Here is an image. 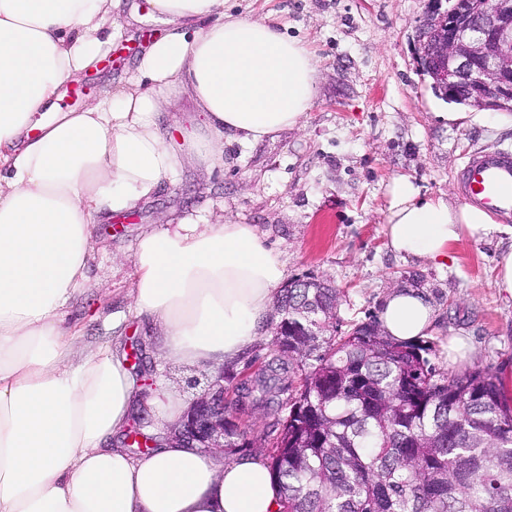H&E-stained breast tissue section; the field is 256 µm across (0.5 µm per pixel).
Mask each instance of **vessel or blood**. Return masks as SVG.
Masks as SVG:
<instances>
[{
    "mask_svg": "<svg viewBox=\"0 0 512 512\" xmlns=\"http://www.w3.org/2000/svg\"><path fill=\"white\" fill-rule=\"evenodd\" d=\"M464 204L512 219V150L483 148L469 154L457 174Z\"/></svg>",
    "mask_w": 512,
    "mask_h": 512,
    "instance_id": "vessel-or-blood-1",
    "label": "vessel or blood"
}]
</instances>
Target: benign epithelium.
Returning <instances> with one entry per match:
<instances>
[{
	"label": "benign epithelium",
	"instance_id": "obj_1",
	"mask_svg": "<svg viewBox=\"0 0 512 512\" xmlns=\"http://www.w3.org/2000/svg\"><path fill=\"white\" fill-rule=\"evenodd\" d=\"M417 54L434 93L476 111L512 112V0H431L418 26ZM274 324L279 356L296 358ZM173 437L192 448L224 452V373L194 399Z\"/></svg>",
	"mask_w": 512,
	"mask_h": 512
}]
</instances>
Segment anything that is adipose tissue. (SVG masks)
Here are the masks:
<instances>
[{
	"mask_svg": "<svg viewBox=\"0 0 512 512\" xmlns=\"http://www.w3.org/2000/svg\"><path fill=\"white\" fill-rule=\"evenodd\" d=\"M119 0H0V512H276L265 456L227 461L167 441L137 458L110 447L134 383L113 353L77 356L63 310L81 288L96 218L134 210L187 163L224 162L241 145L300 126L317 95L313 55L274 23L228 13L224 0H152L168 26L126 86L77 111L63 85L110 40ZM203 116L183 144L158 115L171 94ZM393 252L444 261L463 237L502 225L473 206L389 188ZM132 305L177 363H234L268 320L284 273L252 224L186 216L144 232ZM385 334L435 330L425 296L388 293Z\"/></svg>",
	"mask_w": 512,
	"mask_h": 512,
	"instance_id": "1",
	"label": "adipose tissue"
}]
</instances>
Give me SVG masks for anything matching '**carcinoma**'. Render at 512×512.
<instances>
[{
	"instance_id": "obj_1",
	"label": "carcinoma",
	"mask_w": 512,
	"mask_h": 512,
	"mask_svg": "<svg viewBox=\"0 0 512 512\" xmlns=\"http://www.w3.org/2000/svg\"><path fill=\"white\" fill-rule=\"evenodd\" d=\"M337 288L281 295L302 332L249 390L273 413L267 452L278 512H512V402L487 368L442 371L431 342L400 343L377 319L337 330Z\"/></svg>"
}]
</instances>
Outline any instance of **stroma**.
<instances>
[{
    "label": "stroma",
    "mask_w": 512,
    "mask_h": 512,
    "mask_svg": "<svg viewBox=\"0 0 512 512\" xmlns=\"http://www.w3.org/2000/svg\"><path fill=\"white\" fill-rule=\"evenodd\" d=\"M427 7L428 0H226L229 13L273 21L308 47L318 94L300 127L247 147L225 141L223 167L186 168L150 201L95 224L96 251L68 319L82 330L85 354L102 348L126 360L135 383L128 431L168 437L172 424L153 397L165 393L190 405L218 372L167 361L158 329L131 303L140 235L186 213L256 225L278 252L285 280H331L343 292L342 333L377 315L393 288L421 291L435 313L431 361L444 371L491 369L512 399V300L495 286V257L512 247V234L462 239L438 264L397 255L384 232L393 178L408 177L423 195L457 205L466 157L512 148V119L500 115L491 124L472 112L458 119V104L433 93L415 53ZM115 23L116 40L73 80L81 94L62 100L63 109L122 86L167 31L151 0H121ZM158 121L178 144L201 117L187 96L172 95ZM455 336L467 339L472 358L449 360Z\"/></svg>",
    "instance_id": "obj_1"
}]
</instances>
